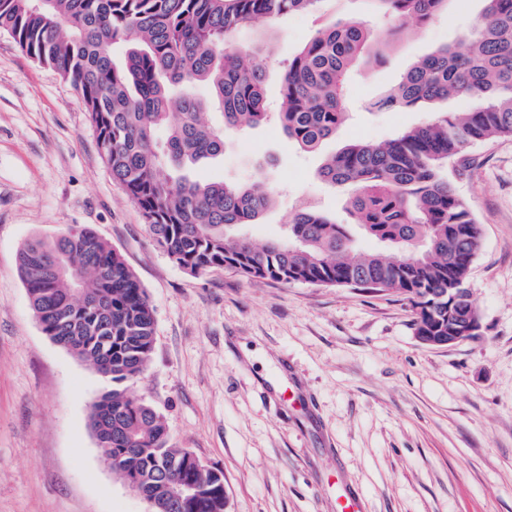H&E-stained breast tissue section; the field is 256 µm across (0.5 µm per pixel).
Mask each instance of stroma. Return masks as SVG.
<instances>
[{"label": "stroma", "mask_w": 512, "mask_h": 512, "mask_svg": "<svg viewBox=\"0 0 512 512\" xmlns=\"http://www.w3.org/2000/svg\"><path fill=\"white\" fill-rule=\"evenodd\" d=\"M482 0H448L420 33L376 27L387 60L356 68L351 114L322 150L266 124L225 138L196 175L246 183L264 172L277 196L248 232L280 234L302 205L348 220L347 197L316 171L356 141L386 142L429 108L373 110L420 57L450 43ZM362 0L242 30L271 46L265 94L319 28L362 17ZM456 180L482 226L469 288L481 334L454 346L417 341L406 300L359 288L191 274L155 242L114 182L76 90L0 34V512H146L103 461L91 402L112 383L38 324L17 255L32 236L91 227L134 270L155 322L147 371L130 387L164 418L173 443L221 469L226 512H336V489L366 512H512V137L471 146Z\"/></svg>", "instance_id": "35a3bbf8"}]
</instances>
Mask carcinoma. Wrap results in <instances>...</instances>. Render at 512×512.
Returning <instances> with one entry per match:
<instances>
[{
  "mask_svg": "<svg viewBox=\"0 0 512 512\" xmlns=\"http://www.w3.org/2000/svg\"><path fill=\"white\" fill-rule=\"evenodd\" d=\"M322 0H0V32L82 96L101 157L139 205L158 244L191 274L227 268L247 280L393 292L412 307L416 336L448 335V292L468 288L481 225L448 176L470 166L465 149L512 137V0H483L473 29L413 64L376 109L412 108L450 96L466 112H433L397 138L359 141L327 157L319 177L352 188L357 231L392 254L363 253L344 224L313 208L288 220V235L256 242L237 233L271 207L275 190L190 175L224 155L225 133L276 122L288 141L314 151L347 114L351 68L383 54L376 19L426 27L448 0H366L363 20L319 29L288 59L277 112L264 84L268 55L236 33ZM208 86L222 124L205 120L196 95ZM19 271L43 332L112 390L91 403L90 426L123 480L154 494V512H226L214 466L187 462L163 417L128 393L151 359L155 336L144 288L125 258L84 225L19 252Z\"/></svg>",
  "mask_w": 512,
  "mask_h": 512,
  "instance_id": "cac0c4a2",
  "label": "carcinoma"
}]
</instances>
